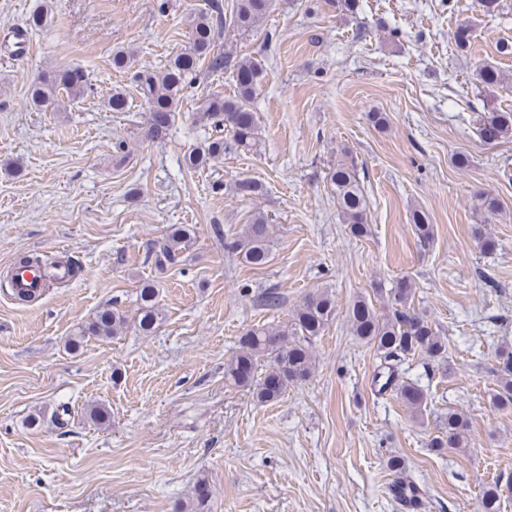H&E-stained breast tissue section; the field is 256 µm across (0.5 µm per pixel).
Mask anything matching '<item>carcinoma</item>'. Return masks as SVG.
<instances>
[{"mask_svg":"<svg viewBox=\"0 0 512 512\" xmlns=\"http://www.w3.org/2000/svg\"><path fill=\"white\" fill-rule=\"evenodd\" d=\"M274 0H235L230 15L221 5L214 4L211 11L194 14L191 21V44L175 55L160 74L137 72L134 81L141 90L148 112L147 135L159 138L169 129L182 92L189 85L188 77L207 64L212 72L231 70L236 77V92L224 97L213 94L198 108L199 118L209 122L213 134L208 142L191 150L185 156V165L198 169L212 159L230 150L249 151L259 142L258 124L252 109V100L263 79L262 65L252 59L233 61L221 52H215L216 37L223 26L246 33L260 25L273 8ZM87 79L79 68H64L51 76L34 82L29 90V103L39 110H56L60 106L59 94L66 92L72 100L84 96ZM479 138L485 143H496L512 135V111L495 110L479 121ZM229 133L230 139L224 138ZM344 222L356 237L368 232L367 200L360 186L356 164L349 158L339 161L329 172ZM261 185L253 178L236 181L234 191L243 199L259 194ZM411 228L421 247L433 238V225L429 216L416 210L411 215ZM192 229L173 225L159 245L156 262L174 264L182 249L189 246ZM271 225L258 213L242 231L224 238V250L236 254L254 268L264 267L271 258ZM160 289L152 283L139 288V315L137 327L143 334L156 328L161 319ZM414 286L404 280L390 290L388 311L379 314L373 301L360 297L349 307L348 317L354 335L372 345L384 361L387 377H395V366L409 357L422 356L429 363L441 365L446 361V344L431 324L412 307ZM335 304L323 291L307 294L292 313L283 329L250 327L238 339L237 352L224 363V382L252 393L260 403L280 400L289 387L307 381L313 374L315 359L311 351L314 338L322 335L334 317ZM126 317L116 308L101 310L94 321L78 328L69 343L79 347L81 339L90 333L111 338L123 333ZM495 370L499 391L494 401L512 406V348L501 347L496 353ZM392 390L402 402L415 412L427 404V394L416 383L397 381ZM441 435L430 440L429 447L436 451L444 448L464 447L469 424L460 413L448 411L440 423ZM512 493V481L497 480L486 485L481 492L477 512H500L504 494Z\"/></svg>","mask_w":512,"mask_h":512,"instance_id":"cac0c4a2","label":"carcinoma"}]
</instances>
